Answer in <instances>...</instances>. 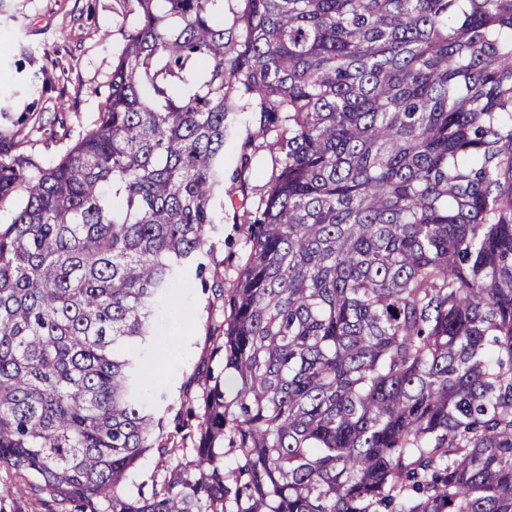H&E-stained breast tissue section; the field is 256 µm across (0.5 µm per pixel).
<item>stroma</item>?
<instances>
[{
    "instance_id": "obj_1",
    "label": "stroma",
    "mask_w": 512,
    "mask_h": 512,
    "mask_svg": "<svg viewBox=\"0 0 512 512\" xmlns=\"http://www.w3.org/2000/svg\"><path fill=\"white\" fill-rule=\"evenodd\" d=\"M130 26L119 0H0V128L21 129L20 153L50 167L94 128ZM259 118L256 112H234L224 138V218L214 224L210 241L211 274L228 288L248 256L246 227L235 216L261 203L275 171L269 149L242 148ZM213 301L212 291L190 277L171 310L159 314V350L143 358L150 367V400L162 398L182 409L180 387L210 353ZM0 512L73 509L20 487L12 469L0 465Z\"/></svg>"
}]
</instances>
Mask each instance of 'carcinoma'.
I'll return each instance as SVG.
<instances>
[{"instance_id":"1","label":"carcinoma","mask_w":512,"mask_h":512,"mask_svg":"<svg viewBox=\"0 0 512 512\" xmlns=\"http://www.w3.org/2000/svg\"><path fill=\"white\" fill-rule=\"evenodd\" d=\"M130 13L94 129L49 168L0 131V464L80 512H512V0ZM236 108L278 173L148 489L140 358L206 272ZM166 463L155 452H147L139 461L130 478L136 484H146L151 487L152 480L164 473Z\"/></svg>"}]
</instances>
